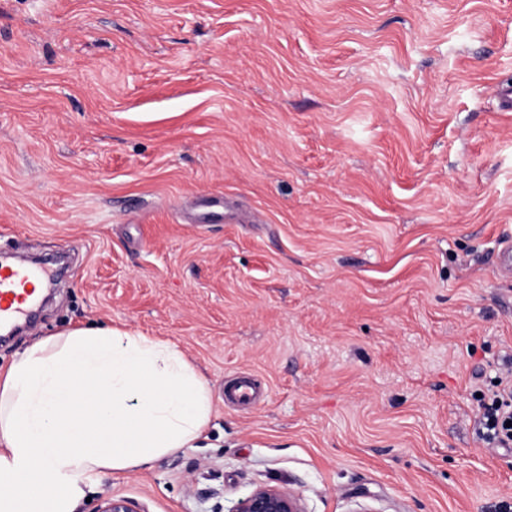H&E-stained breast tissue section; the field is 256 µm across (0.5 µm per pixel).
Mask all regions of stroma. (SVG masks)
Instances as JSON below:
<instances>
[{
    "mask_svg": "<svg viewBox=\"0 0 512 512\" xmlns=\"http://www.w3.org/2000/svg\"><path fill=\"white\" fill-rule=\"evenodd\" d=\"M508 240L512 0H0V254L71 255L0 371L107 322L212 404L77 512L512 504L473 398L512 360ZM250 375L263 403L226 404ZM232 512H306L301 498L284 485H259Z\"/></svg>",
    "mask_w": 512,
    "mask_h": 512,
    "instance_id": "stroma-1",
    "label": "stroma"
}]
</instances>
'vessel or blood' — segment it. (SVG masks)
Here are the masks:
<instances>
[{
    "instance_id": "vessel-or-blood-1",
    "label": "vessel or blood",
    "mask_w": 512,
    "mask_h": 512,
    "mask_svg": "<svg viewBox=\"0 0 512 512\" xmlns=\"http://www.w3.org/2000/svg\"><path fill=\"white\" fill-rule=\"evenodd\" d=\"M47 269L27 264L0 266V325H7L25 316L38 294V285L48 279ZM261 397L259 388L242 379L224 386V398L237 405H255Z\"/></svg>"
}]
</instances>
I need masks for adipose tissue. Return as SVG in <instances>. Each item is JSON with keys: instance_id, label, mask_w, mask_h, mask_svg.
<instances>
[{"instance_id": "1", "label": "adipose tissue", "mask_w": 512, "mask_h": 512, "mask_svg": "<svg viewBox=\"0 0 512 512\" xmlns=\"http://www.w3.org/2000/svg\"><path fill=\"white\" fill-rule=\"evenodd\" d=\"M210 413L171 343L109 324L37 340L0 375V512H76L99 472L192 447Z\"/></svg>"}]
</instances>
